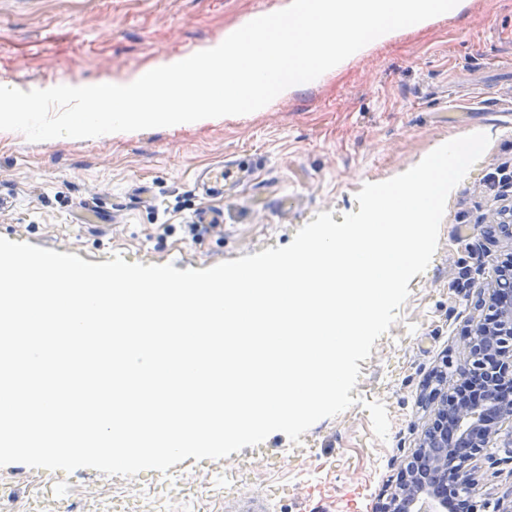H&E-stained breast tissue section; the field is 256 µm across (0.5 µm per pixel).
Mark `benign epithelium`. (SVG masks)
Listing matches in <instances>:
<instances>
[{"instance_id": "obj_1", "label": "benign epithelium", "mask_w": 512, "mask_h": 512, "mask_svg": "<svg viewBox=\"0 0 512 512\" xmlns=\"http://www.w3.org/2000/svg\"><path fill=\"white\" fill-rule=\"evenodd\" d=\"M471 319L465 373L485 393L480 402L436 389L432 418L417 451L407 457L395 487L374 512H447L448 498H460L469 512H512L503 504L478 499L475 461L489 447L495 424L512 419V289L495 279Z\"/></svg>"}]
</instances>
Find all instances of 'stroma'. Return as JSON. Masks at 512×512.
I'll return each instance as SVG.
<instances>
[{
  "label": "stroma",
  "mask_w": 512,
  "mask_h": 512,
  "mask_svg": "<svg viewBox=\"0 0 512 512\" xmlns=\"http://www.w3.org/2000/svg\"><path fill=\"white\" fill-rule=\"evenodd\" d=\"M288 0H0V82L29 91L120 78L216 43L225 29ZM512 0H471L465 13L403 31L267 111L177 129L83 141L31 142L0 131V237L72 253L91 263L201 270L289 245L316 214L335 222L358 211L364 184L393 178L448 139L489 136L481 159L450 192L438 249L388 333L376 340L351 397L357 405L318 421L299 443L276 432L264 453L187 458L167 473L108 476L21 463L0 467V512H348L362 493L373 512L423 437L434 374L463 363L467 326L512 252L484 218L494 207L485 176L512 165ZM247 160V176L220 196L195 190L194 174ZM170 209L164 232L156 206ZM220 213L193 240L185 224ZM384 403L386 439L368 401ZM477 461L481 497L512 491V423L497 426Z\"/></svg>",
  "instance_id": "obj_1"
}]
</instances>
